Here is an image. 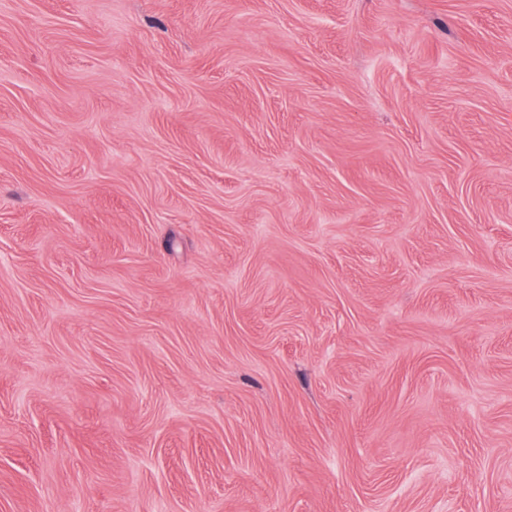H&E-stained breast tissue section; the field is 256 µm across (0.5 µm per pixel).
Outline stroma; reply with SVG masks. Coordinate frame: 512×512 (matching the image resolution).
<instances>
[{
    "label": "stroma",
    "mask_w": 512,
    "mask_h": 512,
    "mask_svg": "<svg viewBox=\"0 0 512 512\" xmlns=\"http://www.w3.org/2000/svg\"><path fill=\"white\" fill-rule=\"evenodd\" d=\"M0 512H512V0H0Z\"/></svg>",
    "instance_id": "stroma-1"
}]
</instances>
